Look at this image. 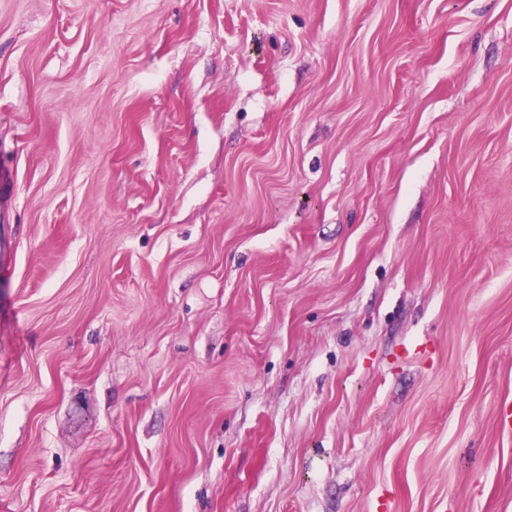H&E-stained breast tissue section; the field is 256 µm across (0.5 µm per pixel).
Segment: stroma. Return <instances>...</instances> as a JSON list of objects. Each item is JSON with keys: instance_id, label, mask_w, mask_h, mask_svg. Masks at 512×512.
<instances>
[{"instance_id": "1", "label": "stroma", "mask_w": 512, "mask_h": 512, "mask_svg": "<svg viewBox=\"0 0 512 512\" xmlns=\"http://www.w3.org/2000/svg\"><path fill=\"white\" fill-rule=\"evenodd\" d=\"M0 512H512V0H0Z\"/></svg>"}]
</instances>
